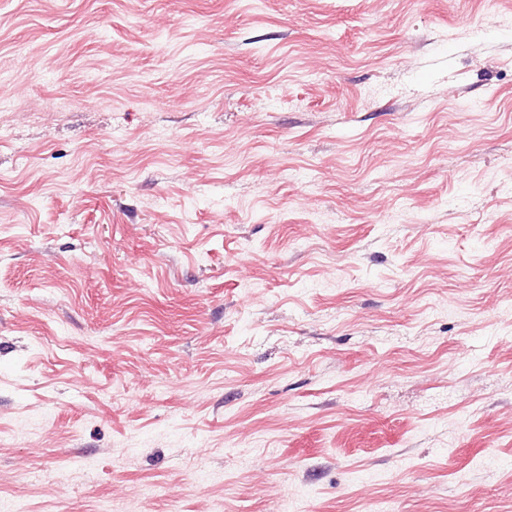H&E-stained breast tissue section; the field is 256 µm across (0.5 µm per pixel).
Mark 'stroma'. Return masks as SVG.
Listing matches in <instances>:
<instances>
[{
	"mask_svg": "<svg viewBox=\"0 0 512 512\" xmlns=\"http://www.w3.org/2000/svg\"><path fill=\"white\" fill-rule=\"evenodd\" d=\"M0 504L512 512V0H0Z\"/></svg>",
	"mask_w": 512,
	"mask_h": 512,
	"instance_id": "obj_1",
	"label": "stroma"
}]
</instances>
